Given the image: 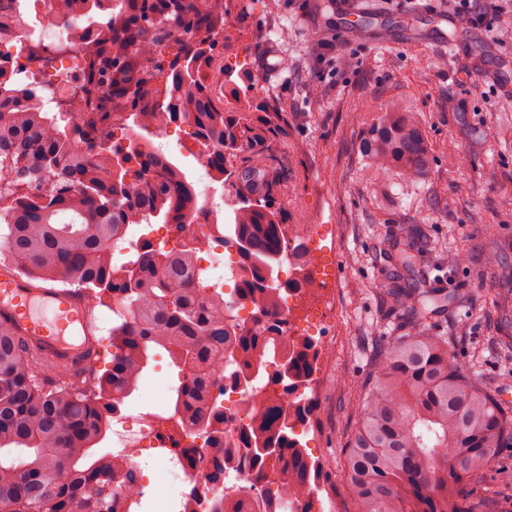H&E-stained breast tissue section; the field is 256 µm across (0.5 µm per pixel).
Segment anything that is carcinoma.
Instances as JSON below:
<instances>
[{"label": "carcinoma", "instance_id": "1", "mask_svg": "<svg viewBox=\"0 0 512 512\" xmlns=\"http://www.w3.org/2000/svg\"><path fill=\"white\" fill-rule=\"evenodd\" d=\"M28 0H0V41L13 27L26 28ZM49 15L74 28L90 0H40ZM91 45L75 32L69 48L83 69V83L67 92L66 114L83 111L96 92L119 113L138 123L159 97L147 64L166 73L165 105L172 118L191 122L212 149L215 181L235 188L224 242L236 250L231 267L236 300L252 309L246 325L193 265L201 240L185 225L197 206L193 183L172 158L156 157L148 143L123 145L103 130L109 113L82 124L83 155L71 132L29 106L33 89L18 88L0 70V266L47 283H79L90 312L112 300L124 310L112 325V364L93 358L79 372L56 365L50 372L25 340L0 322V449L28 448L17 463L0 462V512H115L118 493L107 456H91L103 435L106 413L127 395L149 356L165 349L185 374L172 402L181 424L207 435L221 459L239 457L248 470L283 469L275 496L303 501L312 512L319 500L320 465L307 454L298 428L313 403L281 402L306 387L316 357L301 340L288 351V321L278 301L303 283L281 280L288 251L285 215L275 207L277 185L268 165L271 140L288 127V113L256 109L257 88L235 104L212 96L203 65L224 48L211 37L224 31L225 0H114ZM182 34L177 53L166 59L157 46L170 30ZM368 159L387 179L425 180L432 155L420 120L402 99L379 111ZM173 224L187 239L178 252L138 237L125 261L112 262L111 243L142 224ZM418 244L406 237L401 266H412ZM428 292H401L394 300L414 309L412 333L394 336L377 353L372 382L358 400L360 425L347 448L344 479L360 512H472L464 487L500 448H512V416L458 366L448 337L426 327ZM224 372L214 375L212 366ZM232 388L255 396L251 421L234 443L224 444L223 414L208 405L210 388ZM215 512H267L264 500L248 499L241 488Z\"/></svg>", "mask_w": 512, "mask_h": 512}]
</instances>
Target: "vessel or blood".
Returning <instances> with one entry per match:
<instances>
[{"instance_id":"obj_1","label":"vessel or blood","mask_w":512,"mask_h":512,"mask_svg":"<svg viewBox=\"0 0 512 512\" xmlns=\"http://www.w3.org/2000/svg\"><path fill=\"white\" fill-rule=\"evenodd\" d=\"M0 320L22 336L39 362L82 368L95 349L94 328L76 291L36 285L0 268Z\"/></svg>"}]
</instances>
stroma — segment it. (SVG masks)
Wrapping results in <instances>:
<instances>
[{"instance_id": "obj_1", "label": "stroma", "mask_w": 512, "mask_h": 512, "mask_svg": "<svg viewBox=\"0 0 512 512\" xmlns=\"http://www.w3.org/2000/svg\"><path fill=\"white\" fill-rule=\"evenodd\" d=\"M366 42L337 32L336 0H227L221 64L258 86L264 105L287 113L286 134L269 146L276 205L289 223L323 227L336 276L316 283L308 305L331 316L321 329L317 418L300 434L322 462L324 496L344 512L360 505L342 478L345 450L359 425L355 402L371 381L381 341L407 333L410 314L395 305L392 245L423 228L418 287L430 289L427 325L448 339L461 367L497 399H512V148L500 126L512 122V42L498 41L494 16L456 34L438 0H374ZM288 26L281 41L275 31ZM466 56L472 75L449 74L448 56ZM406 99L422 121L433 165L420 183L375 176L367 146L377 110ZM464 295L460 304L449 294ZM512 448L477 480L480 505L512 512Z\"/></svg>"}]
</instances>
